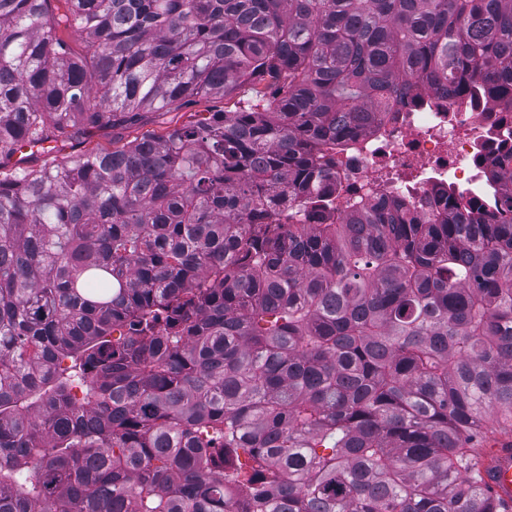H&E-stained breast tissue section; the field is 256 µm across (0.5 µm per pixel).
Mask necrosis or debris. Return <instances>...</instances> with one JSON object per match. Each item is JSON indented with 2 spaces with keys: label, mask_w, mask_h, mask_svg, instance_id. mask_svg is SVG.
<instances>
[{
  "label": "necrosis or debris",
  "mask_w": 512,
  "mask_h": 512,
  "mask_svg": "<svg viewBox=\"0 0 512 512\" xmlns=\"http://www.w3.org/2000/svg\"><path fill=\"white\" fill-rule=\"evenodd\" d=\"M510 151L512 110L477 91H421L337 150L323 202L338 218L390 198L423 216L442 192L489 207L503 193L491 173Z\"/></svg>",
  "instance_id": "obj_1"
}]
</instances>
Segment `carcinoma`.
Masks as SVG:
<instances>
[{"label": "carcinoma", "mask_w": 512, "mask_h": 512, "mask_svg": "<svg viewBox=\"0 0 512 512\" xmlns=\"http://www.w3.org/2000/svg\"><path fill=\"white\" fill-rule=\"evenodd\" d=\"M468 81L512 107V0H0V512H508L476 446L512 428V153L490 210L312 199ZM251 85L243 84L224 99L219 97L194 98L184 105L168 112H147L142 120L131 127L93 129L83 143L67 145L60 153L40 152L29 157L31 165L53 164L66 155H76L94 147L118 148L124 144L146 136H159L176 127L197 124L210 117L212 112H236L253 97Z\"/></svg>", "instance_id": "obj_1"}]
</instances>
